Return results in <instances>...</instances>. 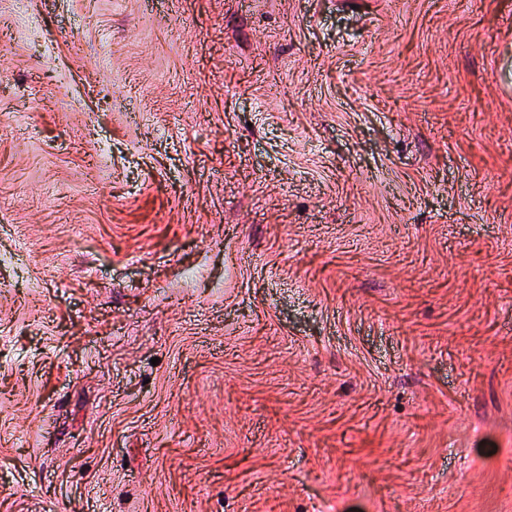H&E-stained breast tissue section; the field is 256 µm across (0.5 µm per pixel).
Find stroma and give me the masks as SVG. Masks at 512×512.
Instances as JSON below:
<instances>
[{"instance_id":"1","label":"stroma","mask_w":512,"mask_h":512,"mask_svg":"<svg viewBox=\"0 0 512 512\" xmlns=\"http://www.w3.org/2000/svg\"><path fill=\"white\" fill-rule=\"evenodd\" d=\"M0 512H512V0H0Z\"/></svg>"}]
</instances>
